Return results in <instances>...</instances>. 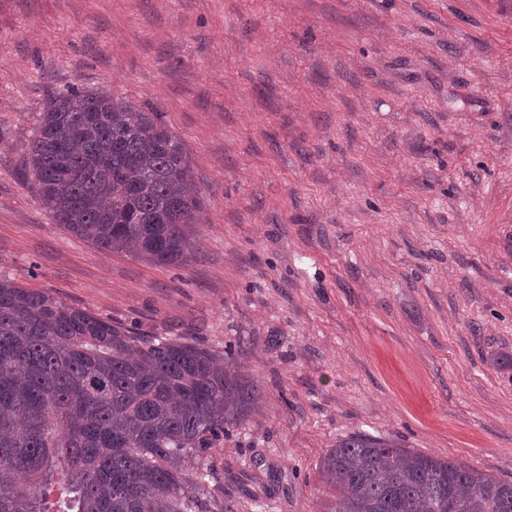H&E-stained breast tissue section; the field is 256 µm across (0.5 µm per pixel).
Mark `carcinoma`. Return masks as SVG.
<instances>
[{
	"label": "carcinoma",
	"mask_w": 512,
	"mask_h": 512,
	"mask_svg": "<svg viewBox=\"0 0 512 512\" xmlns=\"http://www.w3.org/2000/svg\"><path fill=\"white\" fill-rule=\"evenodd\" d=\"M53 220L101 249L182 264L200 210L180 140L107 93L51 96L27 148ZM259 385L222 353L142 337L0 278V512H207L210 450ZM331 512H512V483L392 439L336 441Z\"/></svg>",
	"instance_id": "1"
}]
</instances>
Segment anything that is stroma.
Segmentation results:
<instances>
[{"label": "stroma", "instance_id": "obj_1", "mask_svg": "<svg viewBox=\"0 0 512 512\" xmlns=\"http://www.w3.org/2000/svg\"><path fill=\"white\" fill-rule=\"evenodd\" d=\"M72 86L181 140L185 264L41 205L27 146ZM0 276L232 346L261 409L214 451L209 512H329L353 433L512 481V0H0Z\"/></svg>", "mask_w": 512, "mask_h": 512}]
</instances>
